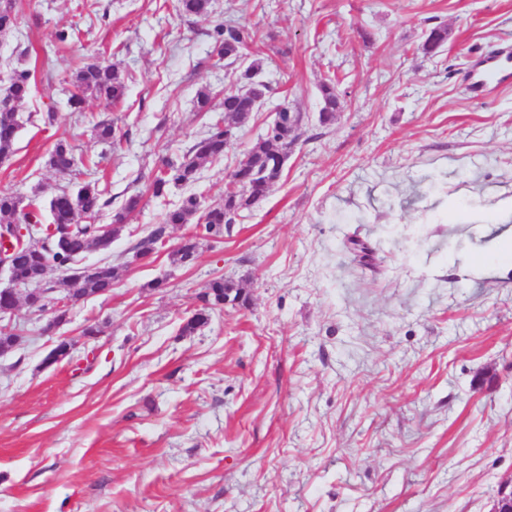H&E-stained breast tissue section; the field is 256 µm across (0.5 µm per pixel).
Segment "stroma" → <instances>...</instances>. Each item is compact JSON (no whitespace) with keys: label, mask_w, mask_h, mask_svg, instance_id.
<instances>
[{"label":"stroma","mask_w":512,"mask_h":512,"mask_svg":"<svg viewBox=\"0 0 512 512\" xmlns=\"http://www.w3.org/2000/svg\"><path fill=\"white\" fill-rule=\"evenodd\" d=\"M6 66L37 72L0 190L30 199L70 185L46 164L70 141L110 200L144 191L176 159L235 78L213 51L218 23L256 29L270 93L192 193L224 201V177L277 108L303 113L281 179L230 234L172 250L173 191L146 195L108 251L119 275L53 333L19 304L23 336L0 355V512H490L512 482V85L474 82L512 51V0H213L209 21L176 0H16ZM444 50L425 55L429 29ZM70 31L59 41L58 31ZM128 78L116 104L72 111L74 72L92 60ZM344 105L318 122L319 86ZM130 137L105 151L93 133ZM165 225V244L134 246ZM246 300L180 335L209 281ZM161 280L163 288L150 284ZM98 335L87 338L85 326ZM72 359L46 364L58 339Z\"/></svg>","instance_id":"stroma-1"}]
</instances>
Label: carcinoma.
<instances>
[{"label":"carcinoma","mask_w":512,"mask_h":512,"mask_svg":"<svg viewBox=\"0 0 512 512\" xmlns=\"http://www.w3.org/2000/svg\"><path fill=\"white\" fill-rule=\"evenodd\" d=\"M179 10L185 17L205 19L212 12V3L211 0H179ZM15 24V0H0V36L14 32ZM209 36L216 44L218 56L233 64L244 58L249 63L239 69L234 85L224 90L223 111L213 118L206 131L193 141L181 158L167 160L157 169L149 186L155 198L165 196L172 188L182 189L194 183L203 162L223 158L229 148L225 134L244 127L256 109L254 100L247 95L245 88L264 67V57L259 46L261 38L257 30L245 25L218 24ZM447 41L448 27H433L422 44V51L432 56ZM35 83V71L12 69L9 75L12 102L19 103L26 99ZM75 83L76 93L70 99V106L76 111L82 108L88 97L117 103L125 97L127 91L126 76L117 66L108 62L92 61L85 64L77 70ZM319 93L320 124L332 126L336 123L339 105L336 83H322ZM302 127L300 113L292 112L286 107L280 109L278 118L267 127L265 137L254 143L246 159L225 176L222 205L206 208L202 206L198 196H183L179 204L167 209L163 224L136 244L137 251L143 254L153 253L157 244L164 242L166 225L189 224L194 220L195 233L175 251L181 263L192 262L200 239L231 229L238 216L254 208L266 197L283 172V168L275 164L274 155L284 152L288 139L298 140ZM18 130L15 108L0 107V163L9 159ZM128 137L129 132L115 123H102L97 126L98 141L111 148L117 147ZM48 165L57 172H74L77 160L73 146L65 140L58 141L49 154ZM142 199L140 192L127 197L121 209L112 216V235L120 234L128 218L140 207ZM106 205L104 189L100 187L99 180L94 178L81 179L73 186L51 194L48 202L49 223L56 225L60 233L52 239L49 247L30 244L19 249L14 258V278L22 283L34 281L42 278L48 271L67 269L92 251L105 249L106 244L99 237L95 221ZM43 221L39 204H34L25 213L21 197L12 192L0 191V224H41ZM115 277V268L105 263L92 273L78 280L65 281L63 285L70 289L73 297L82 299L111 291ZM228 298L234 301L242 300L244 296L234 282L222 276L212 280L207 291L201 295L202 304L182 326L181 333H194L208 321L211 312L224 307V301Z\"/></svg>","instance_id":"1"}]
</instances>
